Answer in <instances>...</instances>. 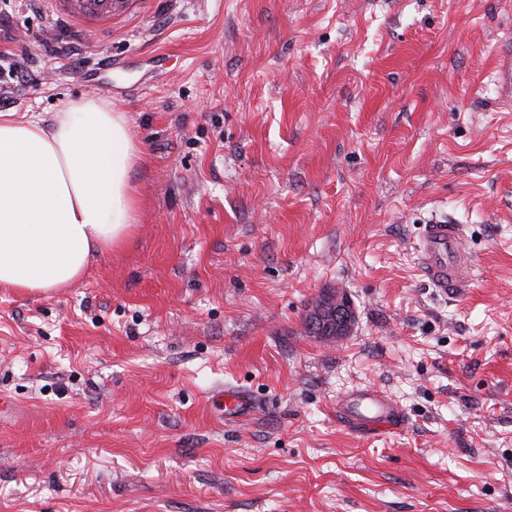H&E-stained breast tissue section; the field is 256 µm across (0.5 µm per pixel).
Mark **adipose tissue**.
Masks as SVG:
<instances>
[{"label":"adipose tissue","instance_id":"adipose-tissue-1","mask_svg":"<svg viewBox=\"0 0 512 512\" xmlns=\"http://www.w3.org/2000/svg\"><path fill=\"white\" fill-rule=\"evenodd\" d=\"M142 150L111 100L61 101L32 117L0 113V288L27 294L78 281L94 254L139 222Z\"/></svg>","mask_w":512,"mask_h":512}]
</instances>
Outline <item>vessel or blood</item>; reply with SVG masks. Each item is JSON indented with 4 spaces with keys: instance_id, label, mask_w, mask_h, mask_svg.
Masks as SVG:
<instances>
[{
    "instance_id": "vessel-or-blood-1",
    "label": "vessel or blood",
    "mask_w": 512,
    "mask_h": 512,
    "mask_svg": "<svg viewBox=\"0 0 512 512\" xmlns=\"http://www.w3.org/2000/svg\"><path fill=\"white\" fill-rule=\"evenodd\" d=\"M137 0H55V10L86 30L111 28L115 19L130 14ZM495 78L503 103L512 107V43L499 49L494 66ZM458 225L438 222L426 225L417 251L421 272L428 282L442 292L460 293L468 278L472 260L461 245ZM216 400L226 418L234 419L252 409L249 395L236 387L217 393ZM340 419L359 427H399L403 414L397 403L374 388L360 389L345 396L339 408Z\"/></svg>"
}]
</instances>
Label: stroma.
I'll return each mask as SVG.
<instances>
[{"label": "stroma", "instance_id": "35a3bbf8", "mask_svg": "<svg viewBox=\"0 0 512 512\" xmlns=\"http://www.w3.org/2000/svg\"><path fill=\"white\" fill-rule=\"evenodd\" d=\"M0 13L12 111L108 98L143 151L127 246L0 288V512H512V0H155L96 35ZM435 220L473 260L457 295L419 269ZM326 288L337 342L304 328ZM227 386L254 402L231 422ZM370 387L402 426L341 422ZM494 72L502 102L512 107V43L510 41L499 49ZM354 321L355 311L350 298L340 288H333L315 302L305 325L312 335L335 341L350 334Z\"/></svg>", "mask_w": 512, "mask_h": 512}]
</instances>
